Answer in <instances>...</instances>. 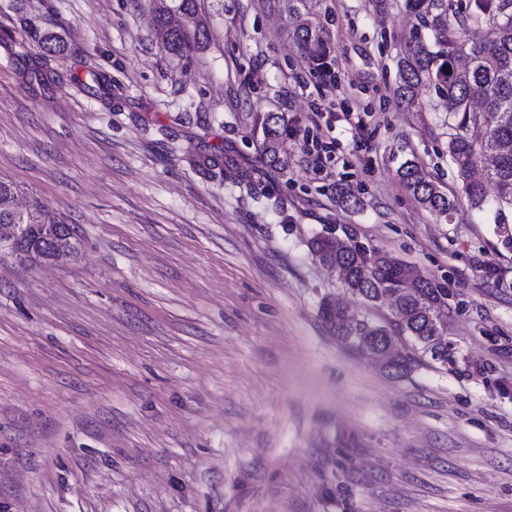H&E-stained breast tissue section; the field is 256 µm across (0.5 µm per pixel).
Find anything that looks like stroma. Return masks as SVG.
<instances>
[{
    "label": "stroma",
    "instance_id": "35a3bbf8",
    "mask_svg": "<svg viewBox=\"0 0 512 512\" xmlns=\"http://www.w3.org/2000/svg\"><path fill=\"white\" fill-rule=\"evenodd\" d=\"M196 3L209 41L177 57L158 0H0V178L76 246L0 255V512H512V207L463 195L441 98L398 105L404 0L323 4L325 98L364 122L336 127L329 177L285 14ZM269 113L298 130L283 168ZM412 157L451 223L399 181ZM319 234L447 288L457 364L396 376L344 346L323 298L391 313L342 289ZM276 113H269L263 120L262 152L270 165H286L287 157L282 149L281 121Z\"/></svg>",
    "mask_w": 512,
    "mask_h": 512
}]
</instances>
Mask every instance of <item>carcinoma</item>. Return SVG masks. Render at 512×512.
I'll list each match as a JSON object with an SVG mask.
<instances>
[{"mask_svg": "<svg viewBox=\"0 0 512 512\" xmlns=\"http://www.w3.org/2000/svg\"><path fill=\"white\" fill-rule=\"evenodd\" d=\"M287 2L288 13L296 18L288 36L297 52L318 65L325 64L330 47L321 17L322 0ZM474 2L475 18L486 27V35L479 40L468 38L465 24L449 18L448 0H405L415 24L398 60L395 97L399 104L411 107L422 104V95L432 90L443 96L455 129L449 137L448 155L471 206L484 208L492 195L499 205L512 206V0ZM156 21L165 48L173 55L182 56L208 40L196 19L195 0H171ZM281 121V116L270 113L262 123V152L274 166L287 163ZM397 175L421 207L438 220L451 222L456 199L443 193L417 161H405ZM20 194L15 182L0 179V224L29 225L21 242V262L55 261L72 255L75 243L70 225L36 198L28 200L24 209H16L12 202ZM46 222L58 228L45 236L42 224ZM311 248L321 262L344 268L342 287L374 309L384 304L386 286L405 276L404 268L390 265L379 252L368 254L357 243L338 236L317 235ZM422 283L413 294L402 297L387 322L356 318L329 299L323 301L321 312L336 337L354 352L363 354L368 347L383 350L391 341L408 342L422 355L454 365L456 352L439 342L447 335L448 289L427 278Z\"/></svg>", "mask_w": 512, "mask_h": 512, "instance_id": "carcinoma-1", "label": "carcinoma"}]
</instances>
